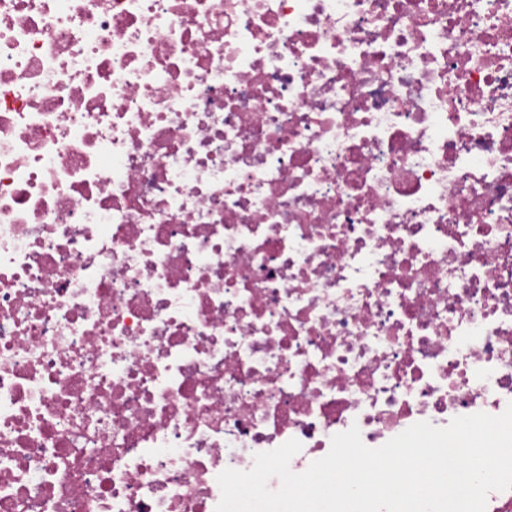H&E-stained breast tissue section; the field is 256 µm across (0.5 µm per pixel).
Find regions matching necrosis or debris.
I'll return each instance as SVG.
<instances>
[{"label":"necrosis or debris","instance_id":"obj_1","mask_svg":"<svg viewBox=\"0 0 512 512\" xmlns=\"http://www.w3.org/2000/svg\"><path fill=\"white\" fill-rule=\"evenodd\" d=\"M511 402L512 0H0V512Z\"/></svg>","mask_w":512,"mask_h":512}]
</instances>
